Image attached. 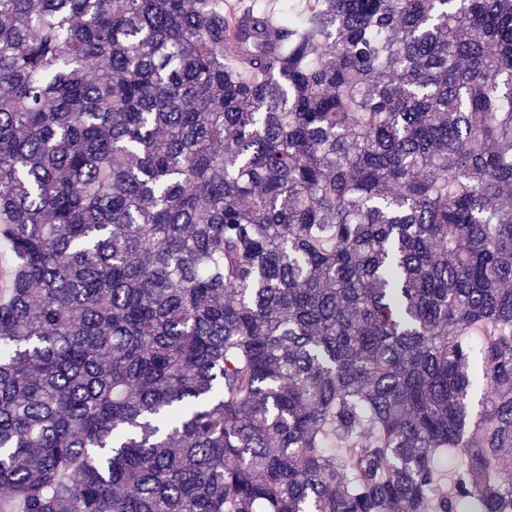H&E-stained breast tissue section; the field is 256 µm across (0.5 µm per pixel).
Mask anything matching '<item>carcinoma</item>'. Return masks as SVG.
<instances>
[{
	"label": "carcinoma",
	"mask_w": 512,
	"mask_h": 512,
	"mask_svg": "<svg viewBox=\"0 0 512 512\" xmlns=\"http://www.w3.org/2000/svg\"><path fill=\"white\" fill-rule=\"evenodd\" d=\"M0 234V512H512V0H0Z\"/></svg>",
	"instance_id": "carcinoma-1"
}]
</instances>
